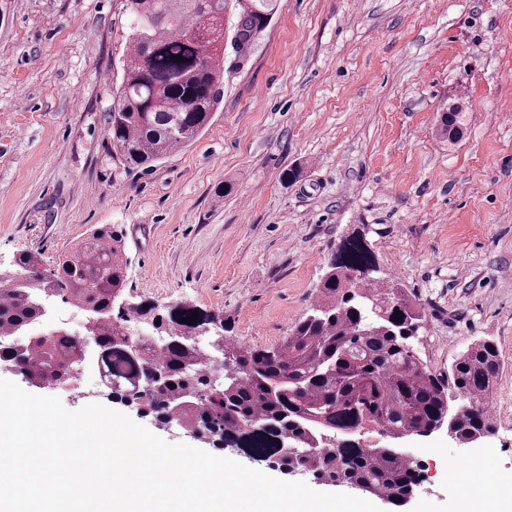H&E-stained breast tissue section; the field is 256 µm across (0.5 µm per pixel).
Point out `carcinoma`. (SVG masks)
Returning a JSON list of instances; mask_svg holds the SVG:
<instances>
[{
    "instance_id": "carcinoma-1",
    "label": "carcinoma",
    "mask_w": 512,
    "mask_h": 512,
    "mask_svg": "<svg viewBox=\"0 0 512 512\" xmlns=\"http://www.w3.org/2000/svg\"><path fill=\"white\" fill-rule=\"evenodd\" d=\"M277 9L278 0H126V57L112 90L108 135L129 168L149 170L202 135L223 101L226 45L246 52ZM464 122V102L454 101L441 113L437 132L454 141ZM17 265L26 276L0 281V336L41 317L33 294L45 280L54 295L92 317L109 318L94 332L107 356L113 398L164 417L170 399L183 394L179 420L207 424L228 447L254 460L271 459L284 472L288 464L279 454L286 434L305 451L310 472L333 483L350 481L360 493L400 507L419 483L417 464L398 448L366 447L354 435L367 430L397 441L404 431L428 436L447 424L457 442L468 444L475 432L495 427L491 406L505 367L498 344L477 340L443 371L424 363L410 343L424 308L396 277L380 275L364 230L338 244L316 302L279 346L248 349L225 338L220 384L205 371L208 352L183 336L150 355L113 344L137 319L131 311L111 318L112 294L125 290L128 268L118 231L94 229L48 276L35 254H20ZM396 311L403 317L395 318ZM192 315L200 324L203 314L181 305L169 321L188 329L183 319ZM83 351L84 341L45 332L23 355L0 345V362L33 386L61 385ZM155 370L167 375L164 391L148 387ZM313 438L319 440L315 449L308 446Z\"/></svg>"
}]
</instances>
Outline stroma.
Returning <instances> with one entry per match:
<instances>
[{
  "instance_id": "35a3bbf8",
  "label": "stroma",
  "mask_w": 512,
  "mask_h": 512,
  "mask_svg": "<svg viewBox=\"0 0 512 512\" xmlns=\"http://www.w3.org/2000/svg\"><path fill=\"white\" fill-rule=\"evenodd\" d=\"M127 23L125 0H0V266L32 252L53 272L108 225L125 240V296L162 316L193 307L270 349L308 311L337 244L367 225L381 271L425 309L412 340L423 361L446 369L483 338L505 361L495 435L399 440L433 475L384 512H457L447 475L460 455L495 475L492 497L511 494L512 0H281L250 50L226 49L213 123L148 171L107 134ZM459 92L467 122L452 145L436 120ZM85 391L57 396L191 441L99 382Z\"/></svg>"
}]
</instances>
